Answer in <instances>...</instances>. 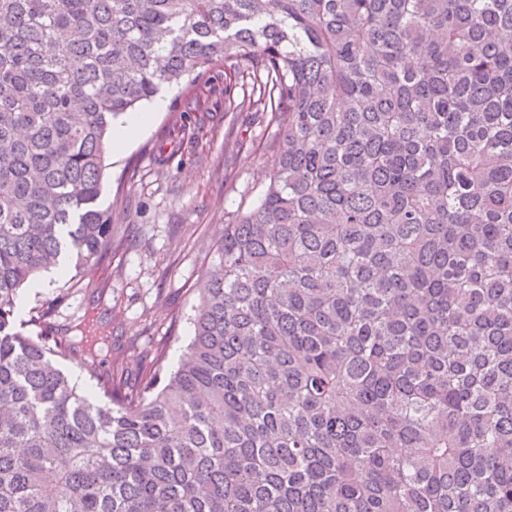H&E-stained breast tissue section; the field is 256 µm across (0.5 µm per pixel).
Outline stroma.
Returning a JSON list of instances; mask_svg holds the SVG:
<instances>
[{
	"label": "stroma",
	"instance_id": "obj_1",
	"mask_svg": "<svg viewBox=\"0 0 512 512\" xmlns=\"http://www.w3.org/2000/svg\"><path fill=\"white\" fill-rule=\"evenodd\" d=\"M224 109V71L163 89L143 104L147 128L122 152H107L99 204L112 222V248L77 277L40 274L23 294L16 326L29 332L33 307L48 309L46 330L88 338L100 371L135 381L156 349L168 366L194 334L201 269L217 225L255 206L277 155L274 113Z\"/></svg>",
	"mask_w": 512,
	"mask_h": 512
}]
</instances>
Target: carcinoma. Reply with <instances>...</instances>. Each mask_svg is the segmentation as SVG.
Listing matches in <instances>:
<instances>
[{
  "instance_id": "obj_1",
  "label": "carcinoma",
  "mask_w": 512,
  "mask_h": 512,
  "mask_svg": "<svg viewBox=\"0 0 512 512\" xmlns=\"http://www.w3.org/2000/svg\"><path fill=\"white\" fill-rule=\"evenodd\" d=\"M224 67L278 113L194 336L128 386L15 330L112 247V124ZM0 512H512V0H0ZM61 366L72 375L73 379L82 390L93 394L97 393V379L91 376V374L81 364L77 361L67 360L61 361Z\"/></svg>"
}]
</instances>
